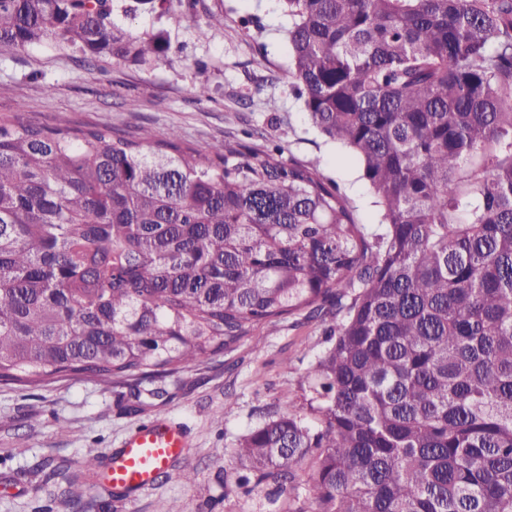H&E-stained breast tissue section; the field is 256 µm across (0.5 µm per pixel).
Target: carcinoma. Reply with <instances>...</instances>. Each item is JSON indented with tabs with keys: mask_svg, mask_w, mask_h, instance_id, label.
<instances>
[{
	"mask_svg": "<svg viewBox=\"0 0 512 512\" xmlns=\"http://www.w3.org/2000/svg\"><path fill=\"white\" fill-rule=\"evenodd\" d=\"M289 79L379 207L319 162L0 116V383L127 386L262 325L340 318L303 404L234 457L296 512H512V0H282ZM112 0H0V44L157 62ZM224 28V13L198 27Z\"/></svg>",
	"mask_w": 512,
	"mask_h": 512,
	"instance_id": "cac0c4a2",
	"label": "carcinoma"
}]
</instances>
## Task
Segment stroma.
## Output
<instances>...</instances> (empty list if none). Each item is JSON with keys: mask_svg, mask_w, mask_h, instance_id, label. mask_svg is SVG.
Segmentation results:
<instances>
[{"mask_svg": "<svg viewBox=\"0 0 512 512\" xmlns=\"http://www.w3.org/2000/svg\"><path fill=\"white\" fill-rule=\"evenodd\" d=\"M114 0L115 24L132 34H162L163 59L141 64L88 59L55 44L24 51L0 45V114L23 113L53 125L117 129L163 138L177 129L191 145L223 144L249 135L280 145L285 157L316 160L347 196L360 223L378 221L375 198L358 163L310 124L288 78L286 38L292 19L281 0H169L165 14ZM223 11L209 38L197 27ZM206 82L208 98L195 87ZM328 324L283 321L262 327L205 367L160 379L164 397L131 411L127 388L96 379L40 387L0 384V512H296L314 472L297 471L294 491L271 499L265 485L240 487L244 470L233 443L300 383L324 345ZM158 418L178 423L188 446L176 466L192 483L164 481L139 494L105 490L86 471V456L108 462L136 428Z\"/></svg>", "mask_w": 512, "mask_h": 512, "instance_id": "35a3bbf8", "label": "stroma"}]
</instances>
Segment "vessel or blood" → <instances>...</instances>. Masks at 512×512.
Instances as JSON below:
<instances>
[{
  "label": "vessel or blood",
  "instance_id": "b4317fda",
  "mask_svg": "<svg viewBox=\"0 0 512 512\" xmlns=\"http://www.w3.org/2000/svg\"><path fill=\"white\" fill-rule=\"evenodd\" d=\"M187 446L182 429L173 423L157 420L129 436L120 453L113 455L107 468L112 489L151 488Z\"/></svg>",
  "mask_w": 512,
  "mask_h": 512
}]
</instances>
